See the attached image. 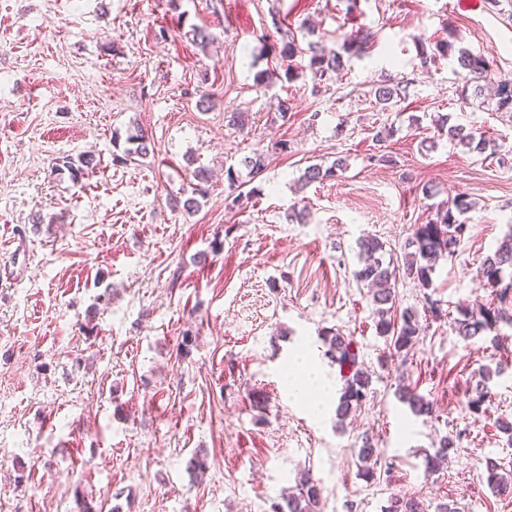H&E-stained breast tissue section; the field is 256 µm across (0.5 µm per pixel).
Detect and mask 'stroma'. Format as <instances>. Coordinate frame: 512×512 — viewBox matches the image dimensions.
Here are the masks:
<instances>
[{"instance_id": "35a3bbf8", "label": "stroma", "mask_w": 512, "mask_h": 512, "mask_svg": "<svg viewBox=\"0 0 512 512\" xmlns=\"http://www.w3.org/2000/svg\"><path fill=\"white\" fill-rule=\"evenodd\" d=\"M310 26L332 44L373 39L330 86L307 72L258 86L286 35L305 43ZM448 38L512 78V0H360L354 13L346 0H0V512H78L80 497L96 512H272L304 468L321 512H381L393 496L425 512H512L486 481L487 461L512 471L497 428L512 421V366L471 415L466 389L500 353L464 342L449 317L486 299L479 268L512 229V118L463 106L455 57L422 67L419 44ZM389 78L403 92L383 112L368 92ZM280 98L293 104L285 121ZM448 114L496 154L439 135ZM136 123L153 151L126 162ZM384 124L394 134L380 144ZM257 153L254 176L243 161ZM82 155L94 165L78 180L56 171ZM340 157L346 172L303 184L308 166ZM199 167L214 178L189 214L173 200ZM461 191L476 203L463 245L431 291L399 284L421 335L389 356L352 276L357 241L377 237L402 261L415 225ZM328 330L351 336L372 372L341 429L334 407L314 415L284 385L303 360L342 387ZM399 382L430 416L399 401ZM444 435L457 446L425 476L422 454ZM366 439L385 467L371 482L358 474ZM199 451L209 469L196 480Z\"/></svg>"}]
</instances>
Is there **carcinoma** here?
I'll return each mask as SVG.
<instances>
[{
	"label": "carcinoma",
	"mask_w": 512,
	"mask_h": 512,
	"mask_svg": "<svg viewBox=\"0 0 512 512\" xmlns=\"http://www.w3.org/2000/svg\"><path fill=\"white\" fill-rule=\"evenodd\" d=\"M309 37L307 47L303 48L296 40H291L280 51L281 61L286 63L285 76L292 80L304 71H310L314 81L328 84L336 81V76L343 73L346 60L357 56L369 47L372 34L365 32L346 38L339 47L327 44L325 36L315 29H307ZM457 51V62L463 80L461 100L470 104L468 90H473L477 97L486 85L493 86L495 108L498 112H512V79L503 78L495 73L492 64L482 54H474L465 48L454 49L448 40L435 43L429 50L421 46L419 55L421 63L428 65L436 61L437 56H447ZM375 105L387 111L397 105L401 88L399 83L388 81L373 89ZM439 134L447 135L448 140L460 145L470 152L483 154L487 151L496 153V144L489 139L476 136L459 124L451 123V116L441 115L436 120ZM129 147L126 156L145 158L151 152V140L145 130L136 126L129 131L126 138ZM345 162L341 159L327 168L311 165L304 174L308 183L323 181L338 176L344 170ZM195 187L192 196L182 201V208L193 211L199 208L198 197L205 196L204 184L209 181V173L204 168L192 172ZM475 208L471 197L460 192L451 200L436 208L435 218L426 224H419L407 242L410 251L406 252L402 263L385 259L384 244L376 237L366 236L358 242L355 281L373 289L372 300L378 317L377 333L386 338L393 354L405 357L417 343L420 332L418 314L412 310L397 312L396 286L400 281H410L419 288L428 290L433 287L432 275L437 262L444 257H453L461 247L468 225L461 217ZM484 288L490 290L491 300L477 301L472 305H457V316L453 318V330L464 341L469 342L479 336H487L490 341H499L500 325H512V229L498 244L493 254L486 257L479 269ZM328 345L327 353L340 367L348 369L344 376L336 408L338 419L343 420L361 408L371 385V376L357 364V355L352 348V340L340 332H329L323 336ZM504 372V367L483 366L478 371V378L471 381L466 393V407L470 414L481 415L491 398L489 386L493 377ZM398 399L406 403L416 416L431 413V403L424 396L412 389L401 386L397 389ZM456 447L455 439L445 435L435 444L433 451L424 453V472L428 475L440 471L448 462L449 452ZM375 449L370 442H365L359 450V473L367 480L377 477L374 462ZM499 465L490 463L486 467L488 485L499 495H512V474L498 472ZM296 491L282 496L274 503L273 512H320L321 490L311 473L302 470L296 474ZM382 512H422L420 504L413 498L393 497L384 506Z\"/></svg>",
	"instance_id": "1"
}]
</instances>
